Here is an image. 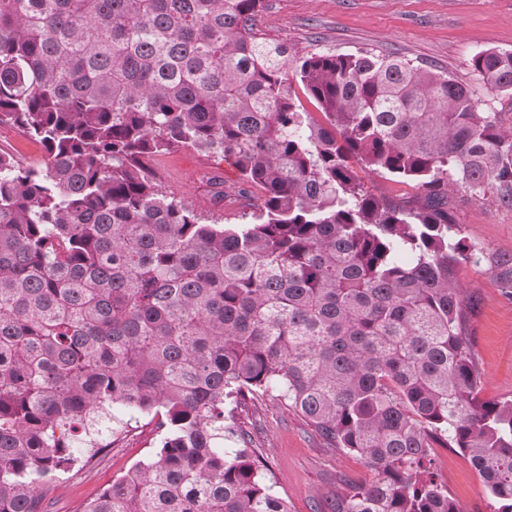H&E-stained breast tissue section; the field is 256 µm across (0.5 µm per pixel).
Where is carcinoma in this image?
<instances>
[{
	"label": "carcinoma",
	"mask_w": 512,
	"mask_h": 512,
	"mask_svg": "<svg viewBox=\"0 0 512 512\" xmlns=\"http://www.w3.org/2000/svg\"><path fill=\"white\" fill-rule=\"evenodd\" d=\"M263 3L0 0V125L47 153L0 151V512H48L115 408L164 436L81 512H290L224 411L270 392L374 472L315 512H463L435 448L512 512V399L480 397L448 200L512 205V127L437 69L259 38ZM471 69L512 93V51ZM180 149L233 161L260 204L201 223L146 174ZM354 161L422 200L369 193ZM0 141L1 146L9 149L23 165L35 166L44 162L45 153L41 146L12 126H0Z\"/></svg>",
	"instance_id": "carcinoma-1"
}]
</instances>
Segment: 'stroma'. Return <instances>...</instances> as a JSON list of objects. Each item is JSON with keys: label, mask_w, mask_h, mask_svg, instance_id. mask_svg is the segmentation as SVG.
<instances>
[{"label": "stroma", "mask_w": 512, "mask_h": 512, "mask_svg": "<svg viewBox=\"0 0 512 512\" xmlns=\"http://www.w3.org/2000/svg\"><path fill=\"white\" fill-rule=\"evenodd\" d=\"M259 36L300 53H374L430 66L459 83L475 85L469 66L481 50H512V0H264L256 19ZM151 179L184 199L206 224H235L262 193L240 194L235 167L221 158L182 149L150 161ZM223 177L226 199L216 206L202 176ZM463 236L476 246L474 262L458 268L465 288L464 330L481 375L485 400L512 398V297L504 293V261L512 259V206L498 190L476 197L449 196ZM268 456L275 490L290 512H312L315 501L344 486L362 487L373 473L360 458L326 445L287 405L257 396L235 413ZM119 438L94 466L73 469L57 484L50 512H79L112 480L147 460L160 441L155 419L119 414ZM439 481L463 512H491L483 482L456 448L433 453Z\"/></svg>", "instance_id": "35a3bbf8"}]
</instances>
